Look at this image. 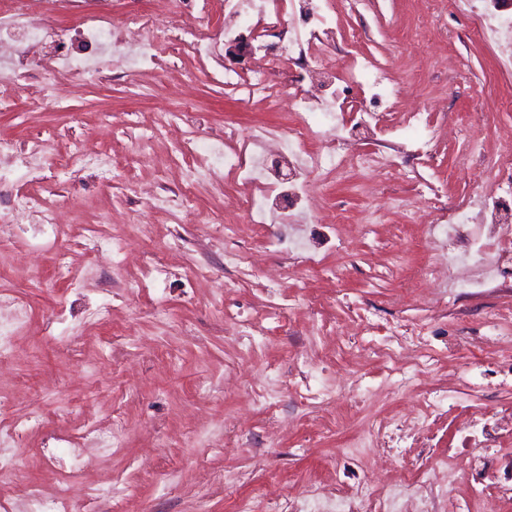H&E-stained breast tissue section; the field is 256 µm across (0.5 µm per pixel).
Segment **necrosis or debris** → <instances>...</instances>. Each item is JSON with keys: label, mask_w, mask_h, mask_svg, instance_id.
Wrapping results in <instances>:
<instances>
[{"label": "necrosis or debris", "mask_w": 512, "mask_h": 512, "mask_svg": "<svg viewBox=\"0 0 512 512\" xmlns=\"http://www.w3.org/2000/svg\"><path fill=\"white\" fill-rule=\"evenodd\" d=\"M69 0H0V65L13 60L16 52L10 32L21 28L28 47L47 43L59 46L55 67L47 76L57 84L74 71L91 67L92 58L75 59L63 52L66 31L56 16L65 11ZM168 9L184 18L182 35L169 42L163 31L154 28L149 17L132 18L140 32L138 47L129 61L139 70L151 68L159 46L167 44L179 54L207 58L216 38L215 31L201 23L197 10L200 0H166ZM266 22L256 35V65L249 73L225 68L221 80L225 88L242 92L249 98L286 102L292 120L285 128L261 127L254 131L252 149L225 152L223 142H203L202 151L210 166L223 167L236 176L239 208L247 215L258 236L266 245L288 254L301 255L308 270H322L321 257L306 244L309 224L318 222V212L307 205L318 181L333 169L348 164L358 169L378 171L386 179H414L421 201L431 202L435 193L430 176L411 172L398 161V155L378 150L351 152L356 130L372 127L377 113L396 111L402 89L390 74L389 67L373 60L362 51L352 53L347 72H327L324 84L309 78L311 62L331 55L327 39L338 26V17L329 0H261ZM279 31L290 59L295 65L288 85L274 90L269 72L274 65L266 49L269 32ZM384 133L399 142L406 156L425 160L441 144L437 123L427 110L405 113L401 122L388 125ZM294 155L293 179H268L283 155ZM471 179L480 187V201L486 205L490 222L496 229L494 244L469 237L467 228L456 214L429 212L422 245H432L453 238L460 244L458 252L432 258L424 271L445 275L453 286L482 292L489 285L512 277V266L503 264L512 256V164L470 167Z\"/></svg>", "instance_id": "necrosis-or-debris-1"}]
</instances>
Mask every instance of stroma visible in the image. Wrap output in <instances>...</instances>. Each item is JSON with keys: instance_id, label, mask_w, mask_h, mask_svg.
<instances>
[{"instance_id": "35a3bbf8", "label": "stroma", "mask_w": 512, "mask_h": 512, "mask_svg": "<svg viewBox=\"0 0 512 512\" xmlns=\"http://www.w3.org/2000/svg\"><path fill=\"white\" fill-rule=\"evenodd\" d=\"M437 10L434 35L419 42L422 0H363L341 20L362 34L364 52L392 65L404 89L401 111L426 107L441 125H465L430 162L456 205L477 193L456 155L478 142L486 154L512 156V58L476 32L503 14L489 0H439ZM142 12L178 38V19L162 0H82L59 21L70 31L71 54L81 56L76 27L84 15L110 16L128 46L124 22ZM224 55L221 40L203 61L162 49L147 71L107 55L59 82L37 111L0 113V135L16 142L14 155L0 159V297L18 325L15 357L0 366V425L43 418L22 438L0 439V455L16 458L44 496L65 493L94 512H239L247 500L254 512H336L339 499L368 497L378 512H403L415 496L428 512H448L449 495L468 498L484 473L496 487L481 493L474 512H512L502 494L512 489L511 433L466 449L469 476L455 485L448 445L457 425L448 418L412 448L355 445L388 412L424 411L432 392L477 414H512V376L463 370L482 359L486 312L512 308V284L474 295L430 279L405 298L403 271L386 263L398 249L415 265L429 259L418 245L421 225L405 224L393 207L397 197L415 200L414 182L391 181L375 200L357 189L369 172L349 168L324 183L316 207L346 216L340 231L349 250L336 252L328 225H311L309 234L328 265L347 267L339 283L302 284V267L265 250L243 212L224 202L237 188L232 172L217 169L195 183L187 212L154 215L138 203L137 185L179 194L184 174L201 164L200 140L237 151L251 129L279 125V109L225 90ZM54 63V50L42 48L27 64L1 67L0 85L38 99L42 73ZM163 112L179 122L159 132ZM116 141L125 148L124 171L93 163L72 180L54 179L51 154L82 147L107 154ZM48 184L64 206L49 232L38 213L13 207ZM227 224L237 234L221 233ZM106 237L127 241L129 262L115 264L96 249ZM230 249L249 251L251 267H225ZM60 253L72 281L55 276ZM147 254L162 256V283L143 263ZM133 281L141 284L135 294ZM398 319L404 334L386 335L384 324ZM245 320L258 341L241 335ZM419 349L428 371L408 356ZM401 370L412 378L396 395ZM316 388L330 400H307ZM114 411L123 427L106 448L98 433ZM74 456L83 478L69 471ZM310 489L318 500L307 498Z\"/></svg>"}]
</instances>
